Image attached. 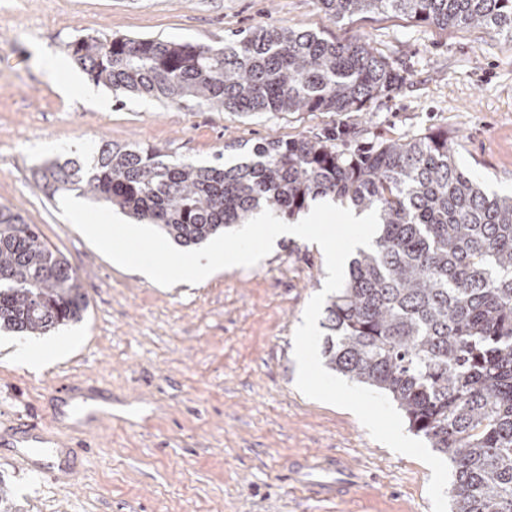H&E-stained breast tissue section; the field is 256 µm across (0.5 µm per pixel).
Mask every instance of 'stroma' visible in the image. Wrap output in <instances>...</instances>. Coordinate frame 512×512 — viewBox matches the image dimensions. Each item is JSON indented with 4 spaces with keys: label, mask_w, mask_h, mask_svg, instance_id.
Returning a JSON list of instances; mask_svg holds the SVG:
<instances>
[{
    "label": "stroma",
    "mask_w": 512,
    "mask_h": 512,
    "mask_svg": "<svg viewBox=\"0 0 512 512\" xmlns=\"http://www.w3.org/2000/svg\"><path fill=\"white\" fill-rule=\"evenodd\" d=\"M269 24L367 37L402 80L360 112L245 116L105 87L101 111L66 98L42 69L43 52L69 56V43L86 37L220 48ZM331 130L345 153L447 133L461 166L511 195L512 39L393 14L335 23L313 0H0V204L38 225L89 302L82 321L47 335L0 334V415L48 424L64 414L59 388L71 387L111 402L117 416L76 448V488L16 466L0 446V482L22 512H432L425 463L296 387L294 332L327 277L317 244L284 238L252 268L163 287L106 258L34 183L44 162H90L103 141L231 166L267 138ZM55 343L62 353L36 373L9 358ZM313 482L348 491L317 496Z\"/></svg>",
    "instance_id": "1"
}]
</instances>
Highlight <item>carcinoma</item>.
<instances>
[{"label":"carcinoma","instance_id":"cac0c4a2","mask_svg":"<svg viewBox=\"0 0 512 512\" xmlns=\"http://www.w3.org/2000/svg\"><path fill=\"white\" fill-rule=\"evenodd\" d=\"M330 21L400 13L448 30L495 27L512 39V0H316ZM74 62L97 84L171 104L240 115L358 112L401 77L364 38L266 25L224 47L151 38L78 40ZM104 199L181 245L199 244L262 209L293 217L330 197L375 210L325 308V366L390 398L409 427L452 462L455 512H512V195L484 190L437 133L354 153L333 138L270 139L230 167H197L155 147L102 143L87 165L34 172ZM68 261L37 225L0 205V329L31 335L83 318Z\"/></svg>","mask_w":512,"mask_h":512}]
</instances>
